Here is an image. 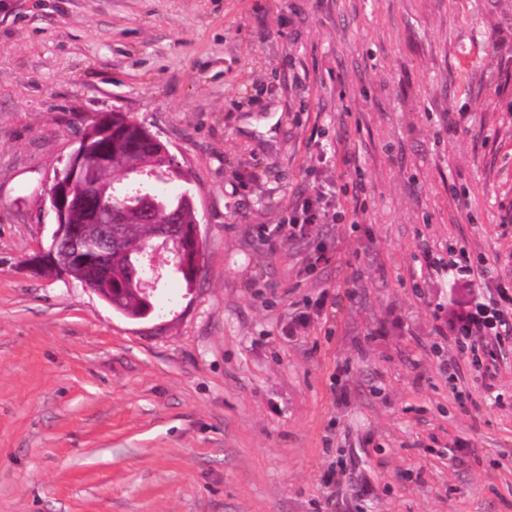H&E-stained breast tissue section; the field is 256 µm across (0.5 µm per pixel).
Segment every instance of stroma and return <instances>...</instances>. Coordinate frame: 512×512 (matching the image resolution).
Masks as SVG:
<instances>
[{"mask_svg": "<svg viewBox=\"0 0 512 512\" xmlns=\"http://www.w3.org/2000/svg\"><path fill=\"white\" fill-rule=\"evenodd\" d=\"M115 109L202 240L144 320L29 264ZM320 190L341 218L279 233ZM500 280L512 0H0V512H323L331 470L336 512H512V350L465 412L446 333ZM120 122H125L123 124H120L121 126L135 127L139 129L141 132L146 131L149 134V137L146 138V141L144 143L145 149L143 150L140 149L138 145H133L131 149L132 151L141 153L159 152V154L165 157V162L167 165L172 164L174 167H177L179 169V166L176 163L175 158L171 155L168 147L155 134H153L149 129H147L145 126L141 125L138 122L128 121V118L125 115L121 114L120 111L105 112L100 114L94 121L93 125L97 127V129L101 133V137H110L112 136V129L115 128V126H117V123ZM137 163H142L146 167H153L156 170H158L159 180L163 179L165 175H169L170 173L179 175V170L170 169L169 166L160 164L159 162V165L147 164L142 158L130 159L124 157L121 153H118L113 161L114 169L116 171V177H121L127 171V168L129 166L135 165ZM448 254L451 257L448 260V271H455V274L460 276H474L475 270L478 271L483 263H487V260L479 258L477 264H475L471 261L469 253L462 246L459 248L456 246L448 248Z\"/></svg>", "mask_w": 512, "mask_h": 512, "instance_id": "35a3bbf8", "label": "stroma"}]
</instances>
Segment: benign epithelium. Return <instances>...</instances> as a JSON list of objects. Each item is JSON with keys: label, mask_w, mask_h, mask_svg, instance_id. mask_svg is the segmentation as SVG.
I'll return each mask as SVG.
<instances>
[{"label": "benign epithelium", "mask_w": 512, "mask_h": 512, "mask_svg": "<svg viewBox=\"0 0 512 512\" xmlns=\"http://www.w3.org/2000/svg\"><path fill=\"white\" fill-rule=\"evenodd\" d=\"M145 131L146 127L130 121L118 111L100 114L94 121L103 137L112 136L118 123ZM145 149L132 146V150L157 152L168 164H176L168 147L153 133L144 143ZM138 182L130 188L131 195L121 202H113L89 184L90 175L102 182H112V153L103 147L89 145L83 137L70 154L64 171L55 175L49 194L50 207L61 227L54 230L47 247L31 258L33 266L46 275L68 277L72 270L84 271L90 289L95 284L112 283L110 249L124 239L130 224L153 226L151 243L138 252V260L130 269L133 287L147 292L162 278L159 257L171 253L184 268L198 269L201 242L198 227L182 223L180 214L169 211L160 214L148 180L155 171L136 169Z\"/></svg>", "instance_id": "1"}]
</instances>
